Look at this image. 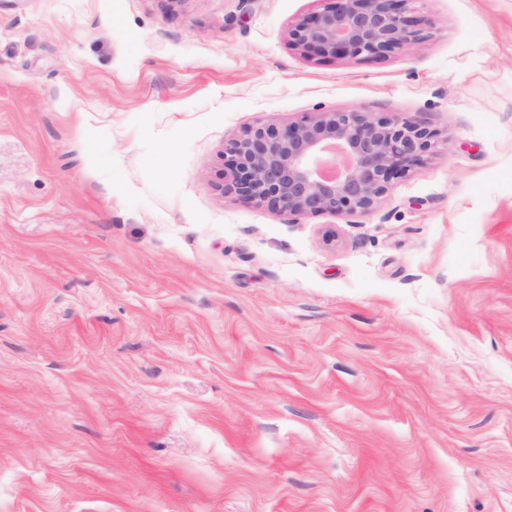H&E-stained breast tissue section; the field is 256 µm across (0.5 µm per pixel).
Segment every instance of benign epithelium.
Listing matches in <instances>:
<instances>
[{
	"label": "benign epithelium",
	"mask_w": 512,
	"mask_h": 512,
	"mask_svg": "<svg viewBox=\"0 0 512 512\" xmlns=\"http://www.w3.org/2000/svg\"><path fill=\"white\" fill-rule=\"evenodd\" d=\"M414 2L330 0L290 30V43L319 59L385 58L420 40ZM434 138L419 119L358 110L252 126L224 145L227 190L295 217L369 212L393 179L424 163Z\"/></svg>",
	"instance_id": "7a95c632"
}]
</instances>
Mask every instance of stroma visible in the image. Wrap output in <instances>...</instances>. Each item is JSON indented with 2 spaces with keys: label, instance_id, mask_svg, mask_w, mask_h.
I'll use <instances>...</instances> for the list:
<instances>
[{
  "label": "stroma",
  "instance_id": "1",
  "mask_svg": "<svg viewBox=\"0 0 512 512\" xmlns=\"http://www.w3.org/2000/svg\"><path fill=\"white\" fill-rule=\"evenodd\" d=\"M325 5L0 0V512H512V0L317 60ZM354 109L437 133L375 210L223 191Z\"/></svg>",
  "mask_w": 512,
  "mask_h": 512
}]
</instances>
